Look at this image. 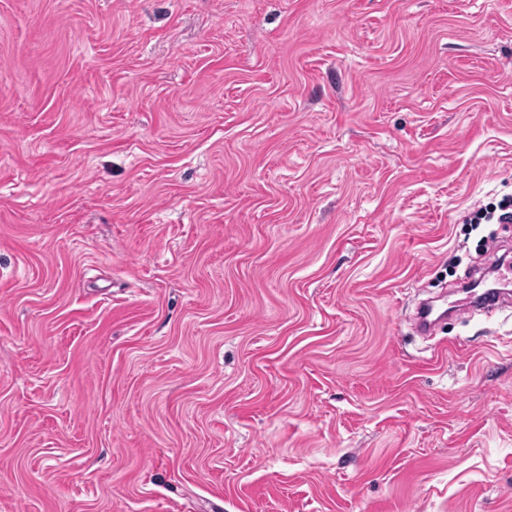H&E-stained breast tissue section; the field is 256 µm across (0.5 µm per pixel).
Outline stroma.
Wrapping results in <instances>:
<instances>
[{
  "label": "stroma",
  "instance_id": "stroma-1",
  "mask_svg": "<svg viewBox=\"0 0 512 512\" xmlns=\"http://www.w3.org/2000/svg\"><path fill=\"white\" fill-rule=\"evenodd\" d=\"M512 0H0V512H512ZM503 290L501 288H482L474 293L472 289H468L466 292L470 295V300L467 306L484 312H492L505 302L510 303L502 292ZM446 311L440 312V309L432 302L422 304L416 314L418 332L423 336L432 335L437 321Z\"/></svg>",
  "mask_w": 512,
  "mask_h": 512
}]
</instances>
